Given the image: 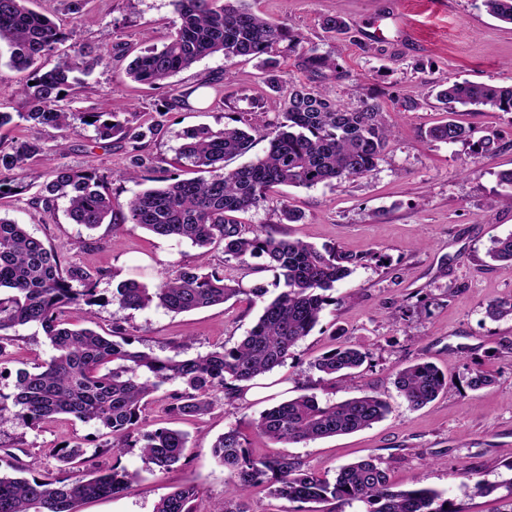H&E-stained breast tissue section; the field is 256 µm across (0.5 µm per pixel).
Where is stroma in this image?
<instances>
[{
    "label": "stroma",
    "mask_w": 512,
    "mask_h": 512,
    "mask_svg": "<svg viewBox=\"0 0 512 512\" xmlns=\"http://www.w3.org/2000/svg\"><path fill=\"white\" fill-rule=\"evenodd\" d=\"M253 12L291 25L306 45L335 52L345 71L329 81L331 95L356 105L366 88L380 94L396 131L371 174L336 185L313 188L279 186L260 208L239 214L245 230L261 229L278 238L300 239L332 247L349 260L351 275L337 283L319 324L300 340L285 365L268 374L278 398L314 395L344 400L378 394L390 405L380 422L358 432L283 445L259 435L254 421L271 398L222 400L211 412L190 420L169 421L164 393H156L141 414V427L173 426L189 437L185 457L165 474H155L138 450L116 457L98 453V466L120 464L139 473L131 492L79 504L78 512H154L161 497L177 486L198 491L196 512H214L225 498L227 476L212 444L236 427L257 456L288 453L322 478L334 480L352 461L374 456L400 489L422 484L444 493L456 512H503L512 501V318L487 317L488 304L512 302V264L491 260L493 239L512 235V200L498 183L499 171L512 169V112H460L456 118L474 130L475 140L491 139L495 153L474 155L472 143L430 140L427 130L447 120L432 86L441 80L468 79L512 84V25L488 15L481 0H246ZM33 10L52 17L61 29H75L73 42L103 47L124 44L123 55L107 59L61 100L69 112H122L134 108L135 122L157 126L144 153L171 175L194 177L176 160L184 131L214 129L238 118L258 127L277 122L281 100L263 83L256 61L207 57L173 78L189 99L165 109L166 87L133 82L130 62L149 47L166 42L177 19L172 0H84L73 19L61 0H33ZM327 15L342 16L349 32L333 39L321 27ZM38 169L66 167L109 175L114 197L126 201L147 188L120 173L128 164V143L120 137L101 141L93 126L75 121L67 135L48 128L40 134ZM39 187L0 199V216L26 225L68 264L102 270L97 286L94 328L124 325L139 349L176 355L184 337H192L187 356L218 343L234 345L255 325L262 306L246 291L272 285L273 272L260 270L259 259L225 261L222 248L200 256L185 242L174 245L148 231L124 224L119 233L107 226L90 230L71 223L66 201L54 215L38 205ZM301 213L299 223L280 219L281 208ZM205 261L238 280L242 295L189 313L153 306L121 308L113 293L119 282L135 279L155 286L167 264ZM358 344L368 358L352 382L323 381L313 362L342 343ZM8 360L0 365V392L13 390L15 373L48 360L53 349L41 328L27 325L7 343ZM417 361L436 365L449 378L446 391L425 407L411 408L394 385L398 369ZM495 382L480 391L467 381L474 369ZM94 423L61 417L35 426L11 421L0 425V446L37 472L57 471L59 445L88 449L109 441ZM475 472L489 490L473 494L466 472Z\"/></svg>",
    "instance_id": "1"
}]
</instances>
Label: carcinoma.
<instances>
[{"mask_svg": "<svg viewBox=\"0 0 512 512\" xmlns=\"http://www.w3.org/2000/svg\"><path fill=\"white\" fill-rule=\"evenodd\" d=\"M30 2L0 0V45L9 49L6 66L27 78L18 89L25 111H0V128L17 117L28 123L31 132L25 141L0 146V197L40 181L38 202L45 214L55 211L58 200L65 198L72 223L88 229L109 224L116 233L121 225L112 221L113 215L124 211L123 221L177 245L188 241L200 250L201 258L217 245L223 248L224 261L261 258L263 269L280 278L275 283L279 291L272 298L261 284L245 290L224 270L203 264L165 272L154 288L134 279L121 282L116 298L122 307L134 310L154 303L168 312L187 313L223 304L243 292L263 303L256 324L234 346L215 345L190 358H162L135 347L132 334L120 325L105 336L65 319L64 310L73 309L84 314V321L93 322L96 286L104 273L63 264L59 254L24 225L0 216V364L7 356L5 336L28 324L40 326L54 350L38 370H17L11 395L0 394V422L15 417L36 425L60 415L93 422L110 431L112 442L105 446L112 454L137 448L150 471L164 474L182 461L188 437L168 427L132 436L150 397L179 383L183 389L169 395L168 413L191 417L212 408L216 390L232 398L242 396L254 379L285 364L295 345L319 323L330 302L327 292L352 273L348 258L336 249H319L260 231L249 236L235 214L262 206L276 186L313 188L368 175L376 169L394 130L377 94L365 95L353 107L336 100L325 86L327 80L344 76L336 56L304 46L301 33L287 24L266 21L242 0H175L178 20L167 41L137 56L128 75L142 84L170 88L166 103L170 109L188 96L170 79L199 60L215 54L226 60L256 59L267 87L283 99V121L275 125L263 156L231 170L225 169V159L247 154L257 128L247 131L226 124L217 130L189 129L183 134L178 159L209 177L154 176L151 181L159 187L121 202L112 196L103 174L30 167L29 161L43 152L41 128L66 131L78 117L58 107L59 94L74 89L76 74L88 75L105 60L100 47L85 44L44 68L42 60L68 34L47 15L30 9ZM481 2L490 15L512 24V0ZM286 52L296 55L304 81L282 80L279 57ZM436 100L453 110L460 104L512 112V84L445 81L437 85ZM88 116L100 139L120 135L130 144V169L123 177L136 179L139 172L151 170L142 142L155 135L156 128L141 130L128 119L118 120L115 112ZM472 134L471 127L454 119L427 131L430 139L448 144L466 143ZM489 256L512 262V236L494 240ZM486 316L512 317V302L489 304ZM366 359L358 346L341 345L319 357L314 368L326 381L337 377L352 381ZM494 381L493 375L477 368L470 373L468 387L479 391ZM394 385L411 407L419 409L447 389L448 379L433 364L416 362L396 373ZM388 412V402L377 394L325 403L314 395H300L262 411L255 428L274 442L300 444L363 430ZM212 452L237 499L235 506L226 504L218 512H249L245 497L259 486L271 487L273 494L290 502L358 503L361 512H455L432 488L394 487L383 462L373 456L342 466L331 482L297 456L253 455L233 427L218 437ZM86 454L79 444L58 449L60 470L68 473L64 478L52 472L29 478L0 472V512H76L85 500L128 493L137 484L139 473L124 467H85ZM197 495L193 487L177 488L159 500L155 512H194Z\"/></svg>", "mask_w": 512, "mask_h": 512, "instance_id": "carcinoma-1", "label": "carcinoma"}]
</instances>
